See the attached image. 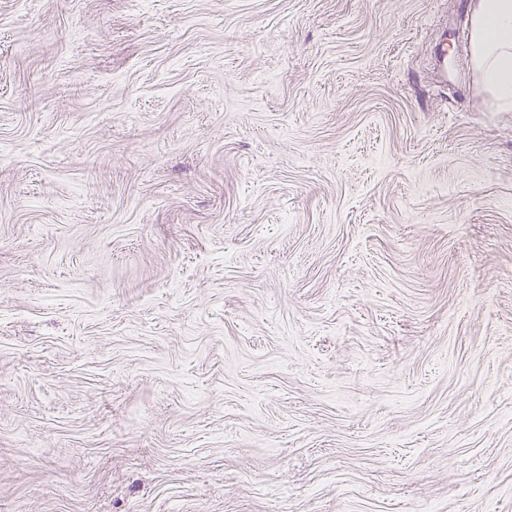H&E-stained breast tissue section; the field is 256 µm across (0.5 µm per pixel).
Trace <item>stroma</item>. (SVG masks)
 I'll return each instance as SVG.
<instances>
[{
  "label": "stroma",
  "instance_id": "35a3bbf8",
  "mask_svg": "<svg viewBox=\"0 0 512 512\" xmlns=\"http://www.w3.org/2000/svg\"><path fill=\"white\" fill-rule=\"evenodd\" d=\"M468 2L0 0V512H512Z\"/></svg>",
  "mask_w": 512,
  "mask_h": 512
}]
</instances>
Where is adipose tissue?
<instances>
[{
  "label": "adipose tissue",
  "instance_id": "obj_1",
  "mask_svg": "<svg viewBox=\"0 0 512 512\" xmlns=\"http://www.w3.org/2000/svg\"><path fill=\"white\" fill-rule=\"evenodd\" d=\"M470 68L478 87L512 112V0H469Z\"/></svg>",
  "mask_w": 512,
  "mask_h": 512
}]
</instances>
